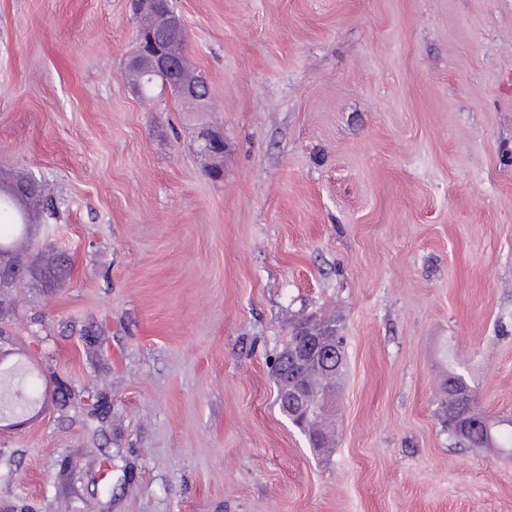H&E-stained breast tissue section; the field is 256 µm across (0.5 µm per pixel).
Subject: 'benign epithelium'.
<instances>
[{
  "label": "benign epithelium",
  "mask_w": 512,
  "mask_h": 512,
  "mask_svg": "<svg viewBox=\"0 0 512 512\" xmlns=\"http://www.w3.org/2000/svg\"><path fill=\"white\" fill-rule=\"evenodd\" d=\"M152 10L160 16L163 26L157 37H151L145 43L144 56L131 61V65L142 68V81L146 83H152L158 78L167 83L169 78L175 76L179 78L180 92L184 96H203L209 89L206 74L192 68L185 54H175L168 50V47L185 41L186 29L182 17L174 10L171 0H155ZM199 140L201 153L210 159L224 150L223 136L213 130L202 131ZM20 274L28 277L34 275L32 264L23 256L11 268H0V289L9 288L14 277ZM300 336L299 343L284 355V368L294 373L313 362H320L322 357L332 355L339 347V340L334 333L318 336L303 328ZM290 403L296 406L294 416L299 419L318 415L327 422L331 421L330 412L303 389L293 393Z\"/></svg>",
  "instance_id": "1"
}]
</instances>
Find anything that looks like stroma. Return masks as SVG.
Masks as SVG:
<instances>
[{
    "label": "stroma",
    "mask_w": 512,
    "mask_h": 512,
    "mask_svg": "<svg viewBox=\"0 0 512 512\" xmlns=\"http://www.w3.org/2000/svg\"><path fill=\"white\" fill-rule=\"evenodd\" d=\"M174 6L203 112L125 78L134 0H0V168L44 181L77 259L0 320L39 402L0 425V512H512V452L437 416L453 368L512 419V0ZM328 315L320 459L272 366Z\"/></svg>",
    "instance_id": "stroma-1"
}]
</instances>
